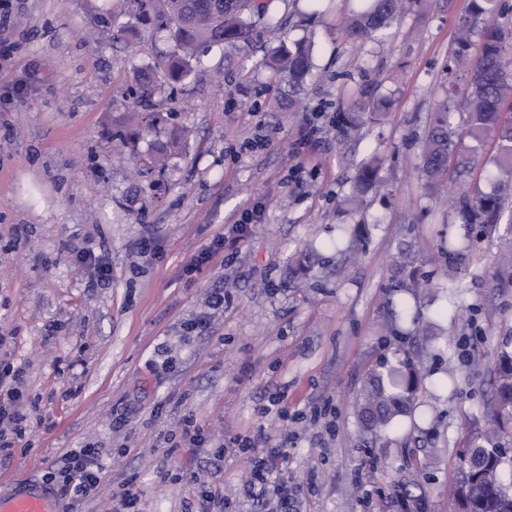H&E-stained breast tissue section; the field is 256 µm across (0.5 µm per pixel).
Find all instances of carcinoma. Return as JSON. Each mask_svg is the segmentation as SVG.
Instances as JSON below:
<instances>
[{
    "label": "carcinoma",
    "instance_id": "carcinoma-1",
    "mask_svg": "<svg viewBox=\"0 0 512 512\" xmlns=\"http://www.w3.org/2000/svg\"><path fill=\"white\" fill-rule=\"evenodd\" d=\"M138 18L153 19L170 29L173 50L165 61L167 75L174 81L186 77L200 48L213 44L239 47L250 41L253 23L247 15L257 12L254 0H131ZM405 0H371L369 6L347 19L342 35L361 43L382 35L397 21ZM496 10L495 0H470L469 14L489 17ZM471 27L464 21L451 46L445 71L448 82L462 70L467 75L463 105L466 135L479 145L492 142L496 155L489 167L480 163L476 150L453 139L450 111L443 108L435 125L427 132L422 149L421 172L424 186L431 192L456 180L464 173L494 180L499 191L491 195L462 193L460 212L467 224H478L490 234L508 215L512 224V27L495 21L482 33L479 52L471 55ZM266 67L292 87L303 84L310 74V46L284 41L272 47ZM375 102L354 92L347 100L346 125L353 127L364 112H375ZM380 160L364 163L357 172L358 185L377 180ZM318 250L308 247L296 260L295 273L307 272L315 263ZM419 384V374L409 359L398 360L390 378L382 372L370 375L358 400V413L365 428L379 432L400 415L410 412ZM490 405L494 427L482 431L474 427L459 452L455 495L460 512H512V489L501 482L502 458L512 453V346L498 352L491 380Z\"/></svg>",
    "mask_w": 512,
    "mask_h": 512
}]
</instances>
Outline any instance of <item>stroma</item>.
<instances>
[{
  "label": "stroma",
  "instance_id": "1",
  "mask_svg": "<svg viewBox=\"0 0 512 512\" xmlns=\"http://www.w3.org/2000/svg\"><path fill=\"white\" fill-rule=\"evenodd\" d=\"M261 2L249 46H212L185 81L159 78L150 129L138 72L172 43L140 27L130 0L0 7V364L23 368L34 403L0 478L42 477L91 443L98 490L71 512H115L131 478L142 512H199L206 490L233 512H276V496L248 495L233 443L263 453L284 440L294 512H458L462 427H486L512 330L498 238L472 236L456 258L442 248L465 233L455 204L471 184L429 196L420 170L470 0H415L386 38L360 44L339 24L362 0ZM307 34L302 106L279 111L288 86L264 59ZM353 88L390 105L354 134L342 120ZM176 129L166 168L151 169ZM369 156L383 166L352 216L344 199ZM246 214L245 238L192 269ZM354 220L370 232L353 245L341 228ZM307 244L318 265L290 277ZM87 249L107 256L109 281L80 261ZM415 280L428 288L410 291ZM399 354L419 370L418 415L378 440L356 398ZM188 418L209 445L190 442Z\"/></svg>",
  "mask_w": 512,
  "mask_h": 512
}]
</instances>
